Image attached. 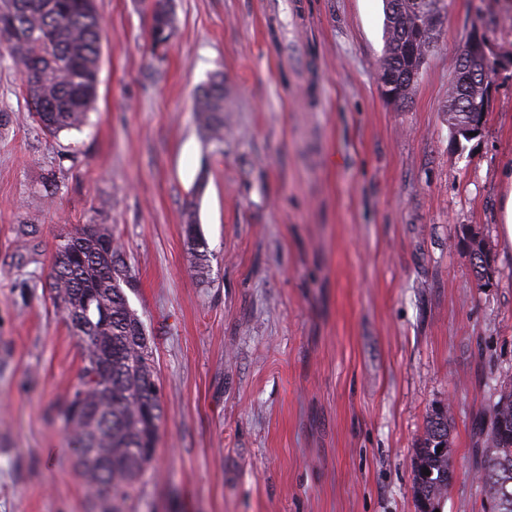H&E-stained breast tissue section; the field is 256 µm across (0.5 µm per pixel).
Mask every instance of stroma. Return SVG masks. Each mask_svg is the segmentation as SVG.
Returning <instances> with one entry per match:
<instances>
[{"label": "stroma", "instance_id": "1", "mask_svg": "<svg viewBox=\"0 0 512 512\" xmlns=\"http://www.w3.org/2000/svg\"><path fill=\"white\" fill-rule=\"evenodd\" d=\"M171 2L157 49L137 0H96L100 84L78 130L43 134L0 58V512H100L58 416L82 347L45 288L60 232L92 219L124 247L164 408L124 512H417L416 440L445 404L441 512H481L475 424L512 374V263L476 287L460 240H498L512 69L473 139L453 140L446 105L474 27L512 46V0H447L404 109L381 92L382 0ZM216 72L220 150L193 112ZM184 228L187 247L194 260L195 268H197L201 276L208 275L210 271V252L200 230L196 203L193 200L189 201L185 206Z\"/></svg>", "mask_w": 512, "mask_h": 512}]
</instances>
